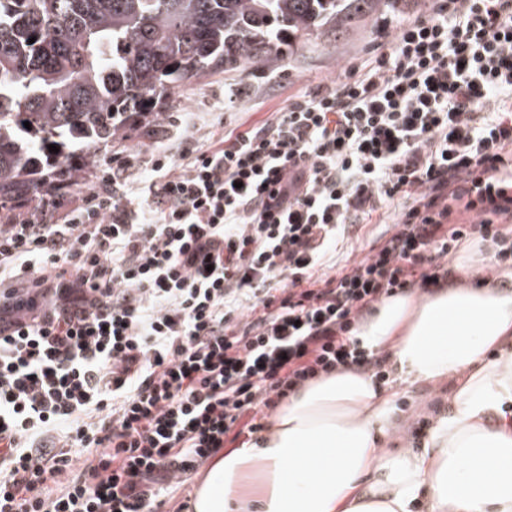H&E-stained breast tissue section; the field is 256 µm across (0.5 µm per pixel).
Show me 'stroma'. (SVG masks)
I'll use <instances>...</instances> for the list:
<instances>
[{
	"instance_id": "1",
	"label": "stroma",
	"mask_w": 512,
	"mask_h": 512,
	"mask_svg": "<svg viewBox=\"0 0 512 512\" xmlns=\"http://www.w3.org/2000/svg\"><path fill=\"white\" fill-rule=\"evenodd\" d=\"M429 7V0H409L402 15L381 13L360 22L337 49L310 45L261 70L210 73L177 89L168 102L158 106L155 114L121 131L106 149L119 160L132 147L151 152L165 146L174 154L178 142L172 131L184 125L187 118L202 115L228 129L239 123L249 126L267 120L288 100L307 95L320 82L334 79L348 66L360 64L366 52L382 42L399 18L421 15ZM233 86L243 89L240 106L226 113L222 110L224 91ZM447 394V387L424 386L400 399L397 407L412 420H426L434 411L446 407Z\"/></svg>"
}]
</instances>
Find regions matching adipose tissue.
Wrapping results in <instances>:
<instances>
[{
    "mask_svg": "<svg viewBox=\"0 0 512 512\" xmlns=\"http://www.w3.org/2000/svg\"><path fill=\"white\" fill-rule=\"evenodd\" d=\"M481 265L465 250L460 283L378 303L355 337L388 353V384L356 366L307 382L203 469L193 512H512V268L477 286ZM444 381L447 409L403 446L398 400Z\"/></svg>",
    "mask_w": 512,
    "mask_h": 512,
    "instance_id": "1",
    "label": "adipose tissue"
}]
</instances>
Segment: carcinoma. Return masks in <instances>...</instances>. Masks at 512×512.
Masks as SVG:
<instances>
[{
  "label": "carcinoma",
  "instance_id": "obj_1",
  "mask_svg": "<svg viewBox=\"0 0 512 512\" xmlns=\"http://www.w3.org/2000/svg\"><path fill=\"white\" fill-rule=\"evenodd\" d=\"M402 2L0 0V204L38 193L49 172L76 177V152L90 167L96 146L180 86L308 44L337 47Z\"/></svg>",
  "mask_w": 512,
  "mask_h": 512
}]
</instances>
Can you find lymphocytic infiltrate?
<instances>
[{
    "mask_svg": "<svg viewBox=\"0 0 512 512\" xmlns=\"http://www.w3.org/2000/svg\"><path fill=\"white\" fill-rule=\"evenodd\" d=\"M431 2L261 125L0 207V512H157L305 382L380 373L353 332L383 298L475 237L512 261V0Z\"/></svg>",
    "mask_w": 512,
    "mask_h": 512,
    "instance_id": "1",
    "label": "lymphocytic infiltrate"
}]
</instances>
